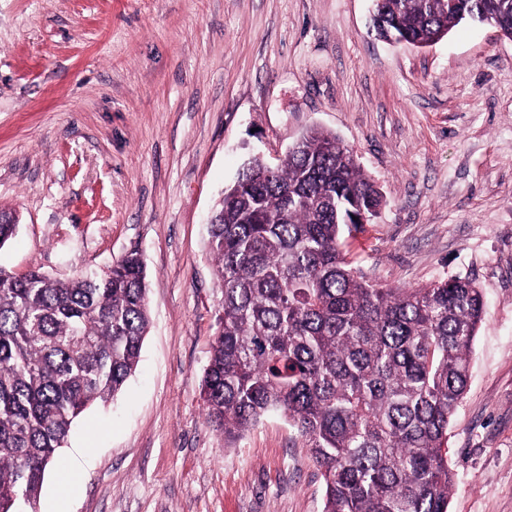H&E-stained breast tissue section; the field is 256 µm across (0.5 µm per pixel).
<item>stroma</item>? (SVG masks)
Returning <instances> with one entry per match:
<instances>
[{"label": "stroma", "mask_w": 512, "mask_h": 512, "mask_svg": "<svg viewBox=\"0 0 512 512\" xmlns=\"http://www.w3.org/2000/svg\"><path fill=\"white\" fill-rule=\"evenodd\" d=\"M373 0H0V264L57 278L138 251L151 326L89 409L37 512H322L302 438L272 413L234 442L200 384L221 294L207 217L251 157L330 130L385 194L350 257L390 288L473 280L486 307L448 427V512H512V39L466 20L427 47Z\"/></svg>", "instance_id": "obj_1"}]
</instances>
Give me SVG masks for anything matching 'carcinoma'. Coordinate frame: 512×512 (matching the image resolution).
Returning <instances> with one entry per match:
<instances>
[{
    "label": "carcinoma",
    "mask_w": 512,
    "mask_h": 512,
    "mask_svg": "<svg viewBox=\"0 0 512 512\" xmlns=\"http://www.w3.org/2000/svg\"><path fill=\"white\" fill-rule=\"evenodd\" d=\"M413 46L491 16L512 38V0H381ZM247 162L209 225L221 293L201 383L210 424L233 441L270 412L288 419L324 480L322 512H448V426L468 384L482 291L451 278L382 288L346 236L384 196L336 135L312 129L270 176ZM0 208V250L16 235ZM133 250L100 275L0 265V512L37 501L79 416L134 372L149 328Z\"/></svg>",
    "instance_id": "cac0c4a2"
}]
</instances>
